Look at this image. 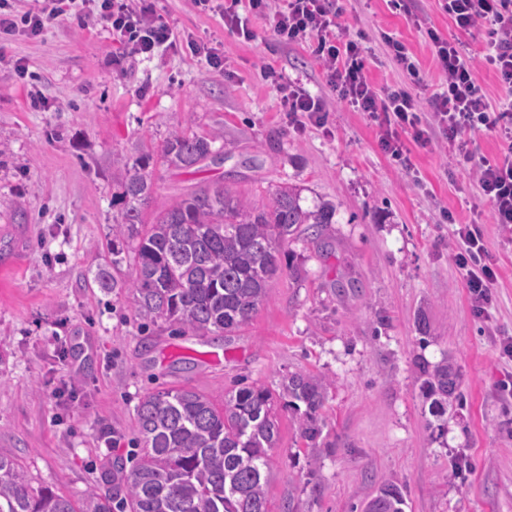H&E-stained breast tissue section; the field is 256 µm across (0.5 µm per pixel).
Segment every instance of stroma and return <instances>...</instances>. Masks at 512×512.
Returning a JSON list of instances; mask_svg holds the SVG:
<instances>
[{
    "label": "stroma",
    "instance_id": "1",
    "mask_svg": "<svg viewBox=\"0 0 512 512\" xmlns=\"http://www.w3.org/2000/svg\"><path fill=\"white\" fill-rule=\"evenodd\" d=\"M179 47L117 56L93 0L34 38L0 50V453L32 486L73 500L111 493L113 462L131 468L135 409L144 394L190 388L222 404L239 379L279 392L288 373L331 382L322 435L310 447L293 410L279 408L268 458V512H360L378 488H403L405 512H512V231L492 221L470 165L447 141L405 138L411 166L383 153L369 116L339 101L304 44L283 45L272 17H251L252 39L192 0H152ZM339 19L363 37L376 89L407 83L380 33L417 58L420 96L443 77L419 22L465 51L439 0H346ZM217 48L214 69L186 41ZM24 72H17V65ZM320 97L323 124H289L264 77ZM215 137L219 159L177 171L150 167L157 202L220 181L255 205L285 184L303 208L335 205L327 250L290 243L298 277L280 273L234 336H174L134 317L131 295L99 287L111 268L120 182L134 158L177 134ZM480 225L497 268L495 302L472 310L455 262L456 229ZM452 361L463 404L433 416L427 371ZM113 432L116 448L103 436Z\"/></svg>",
    "mask_w": 512,
    "mask_h": 512
}]
</instances>
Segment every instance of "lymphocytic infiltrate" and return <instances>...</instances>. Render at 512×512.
<instances>
[{
    "label": "lymphocytic infiltrate",
    "instance_id": "f902f5d3",
    "mask_svg": "<svg viewBox=\"0 0 512 512\" xmlns=\"http://www.w3.org/2000/svg\"><path fill=\"white\" fill-rule=\"evenodd\" d=\"M72 0H47L46 5L17 16L0 12V41L25 27L39 34L45 24L65 15ZM273 17L279 42L290 44L312 40L314 53L322 62L327 82L340 98L368 113L379 128L381 149L397 161H405L403 135L424 142L430 131H438L464 161H476L477 183L489 203L494 223L512 225V0H443V9L455 23L460 37L442 39L434 29L426 34L435 50V61L447 79L444 91L434 93L426 104L404 88H389L377 94L365 70L359 41L337 33L339 14L332 0H283ZM204 11L219 12L225 26L244 39H252L250 17L264 13L267 0H196ZM97 16L106 22L119 52L152 54L169 42V26L155 16L148 0L129 6L126 0H98ZM486 26L489 51L483 59L466 54L462 36L477 26ZM492 66L506 93L500 111L490 109L477 82L478 62ZM266 76L275 84L288 110L290 122L300 117L319 118L323 102L304 90L281 82L274 69ZM499 130L504 145L496 160L474 159L468 132L479 128ZM456 263L462 272L475 313L484 314L491 301L497 273L490 260L480 229L460 225L457 232Z\"/></svg>",
    "mask_w": 512,
    "mask_h": 512
}]
</instances>
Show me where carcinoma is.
I'll return each instance as SVG.
<instances>
[{"label": "carcinoma", "instance_id": "carcinoma-1", "mask_svg": "<svg viewBox=\"0 0 512 512\" xmlns=\"http://www.w3.org/2000/svg\"><path fill=\"white\" fill-rule=\"evenodd\" d=\"M205 137L181 134L161 149L162 162L191 169L213 153ZM150 157L136 160L121 182L122 209L112 225V266L133 261L135 275L119 280L100 269L102 288H125L135 314L148 325L162 322L179 334L227 336L248 324L266 299L268 282L280 270V255L290 241L304 237L325 246L324 227L336 207L313 210L301 205L298 190L281 186L256 207L221 183L156 209L151 222L143 212L153 202L152 184L143 173ZM451 364L437 366L425 381L432 412L442 414L448 399L461 397ZM331 383L309 372L291 373L281 383L288 405L305 411L301 436L313 443L317 417ZM137 460L117 493L131 512H268V452L277 446L279 419L272 392L256 383L224 393L221 408L190 389L145 394L136 407ZM385 498L373 512H404L401 488L387 482ZM111 495L91 494L81 505L43 486L32 489L16 462L0 454V512H113Z\"/></svg>", "mask_w": 512, "mask_h": 512}]
</instances>
